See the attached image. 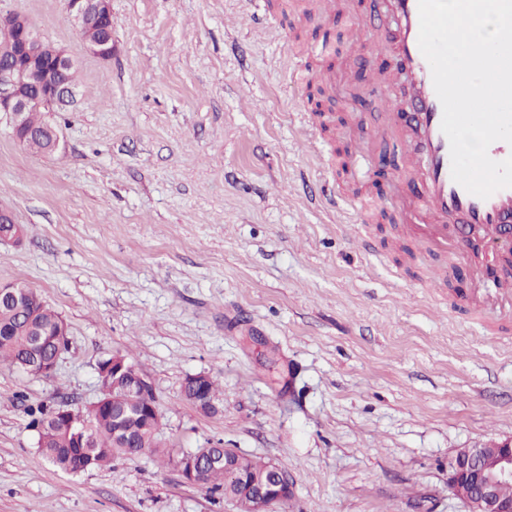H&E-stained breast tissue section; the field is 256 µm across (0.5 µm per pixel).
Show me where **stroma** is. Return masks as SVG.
Returning <instances> with one entry per match:
<instances>
[{"mask_svg":"<svg viewBox=\"0 0 512 512\" xmlns=\"http://www.w3.org/2000/svg\"><path fill=\"white\" fill-rule=\"evenodd\" d=\"M111 7L102 61L64 0H0L76 66L75 101L51 116L61 153H29L0 117V205L26 228L0 245V284L35 289L68 330L53 377L0 363V512H238L148 453L78 474L45 459L29 408L96 402L113 354L151 385L172 454L224 446L285 468L279 512H465L449 457L512 436V305L487 323L455 301L495 298L491 281L464 269L435 283L374 169L396 168L390 141L349 163L393 220L357 242L316 205L331 185L347 195L336 152L387 99L341 82L338 124L316 148L303 140L315 120L299 103L321 71L394 66L347 37L373 0L319 18L302 0ZM198 373L218 386L214 411L183 395Z\"/></svg>","mask_w":512,"mask_h":512,"instance_id":"obj_1","label":"stroma"}]
</instances>
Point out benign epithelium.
<instances>
[{"mask_svg":"<svg viewBox=\"0 0 512 512\" xmlns=\"http://www.w3.org/2000/svg\"><path fill=\"white\" fill-rule=\"evenodd\" d=\"M66 8L80 31L95 22L107 23L96 39H82L85 51L98 59L109 60L112 44L111 0H66ZM73 67L66 52L41 37L30 19L15 11L11 20L0 24V114L9 118L14 139L26 148L36 146L26 122L27 113L38 105L48 112L62 108L74 96L68 72ZM0 300L32 307V293L12 283L0 284ZM102 396L97 404L112 405V440L128 443L123 422L132 412V397L146 392L148 382L135 365L121 355H112L110 362L99 365ZM55 426L65 432L82 436L81 419L72 409L59 410ZM493 450L485 447L461 448L448 459V485L467 507V512H512V498L499 494V487L512 483V437L492 441ZM216 459L211 448H198L175 459V467L190 483L198 478L207 463ZM270 474L255 477L246 473L232 453L224 452V471L238 486L234 495L239 512H276V506L292 491L288 472L270 463Z\"/></svg>","mask_w":512,"mask_h":512,"instance_id":"7a95c632","label":"benign epithelium"}]
</instances>
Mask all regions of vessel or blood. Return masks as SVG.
<instances>
[{
  "instance_id": "b4317fda",
  "label": "vessel or blood",
  "mask_w": 512,
  "mask_h": 512,
  "mask_svg": "<svg viewBox=\"0 0 512 512\" xmlns=\"http://www.w3.org/2000/svg\"><path fill=\"white\" fill-rule=\"evenodd\" d=\"M375 9L387 14L395 25L392 33L380 32L376 38L397 58L398 65L373 73L368 90L378 96L399 85L408 103L407 108L395 107L383 114L385 133L393 136L402 150L396 186L405 192L422 184L414 201L419 214L445 222L459 220L479 233L487 244L480 271L488 273L504 245L501 228L512 223V188L482 199L453 180L450 145L441 130L442 105L418 44V0H375Z\"/></svg>"
}]
</instances>
